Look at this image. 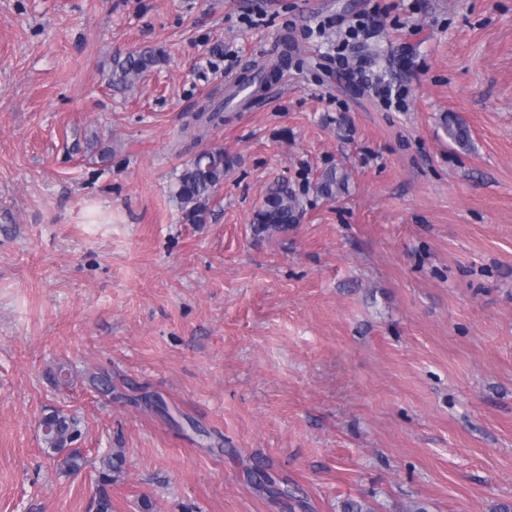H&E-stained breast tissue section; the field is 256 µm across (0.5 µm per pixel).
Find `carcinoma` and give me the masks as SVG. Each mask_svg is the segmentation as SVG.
<instances>
[{
    "mask_svg": "<svg viewBox=\"0 0 512 512\" xmlns=\"http://www.w3.org/2000/svg\"><path fill=\"white\" fill-rule=\"evenodd\" d=\"M162 61L161 52L155 48H145L122 59L115 58L109 73V84L120 92L130 91L140 78L155 69ZM272 74L274 71L266 70V65L257 61L252 62L245 67L242 75L228 85L224 97L217 102L210 100L204 104L193 116V121L224 122V107L232 103L244 89L250 91V96H255ZM444 129L448 139L455 144L461 147L468 144V127L461 120L448 118ZM230 165L231 159L224 154L222 147L206 149L185 164L177 175L172 190V196L185 223L208 222L211 204L224 183V172ZM346 179V174L329 169L317 182L316 193L325 199L334 200L344 189ZM302 213V195L288 183L277 181L267 189L261 205L254 214V231L258 235L270 231L286 232L289 227L299 223ZM41 426L47 429L44 444L47 449L60 456L58 463L61 469L66 472L81 469L84 463L82 457L74 452H66V448L81 435L79 421L72 415L57 411L46 415L41 421ZM122 463L123 456L119 453H109L101 458V481L112 482V473L119 471Z\"/></svg>",
    "mask_w": 512,
    "mask_h": 512,
    "instance_id": "1",
    "label": "carcinoma"
}]
</instances>
